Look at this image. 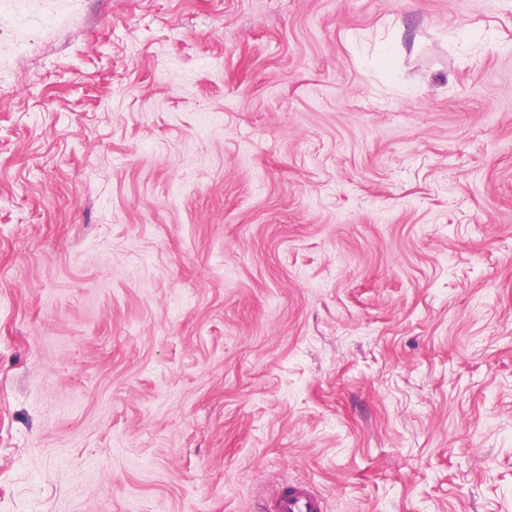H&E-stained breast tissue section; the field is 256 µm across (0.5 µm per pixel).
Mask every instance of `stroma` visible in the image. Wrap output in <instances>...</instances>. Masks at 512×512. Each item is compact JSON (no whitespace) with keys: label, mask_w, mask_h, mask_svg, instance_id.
Masks as SVG:
<instances>
[{"label":"stroma","mask_w":512,"mask_h":512,"mask_svg":"<svg viewBox=\"0 0 512 512\" xmlns=\"http://www.w3.org/2000/svg\"><path fill=\"white\" fill-rule=\"evenodd\" d=\"M301 481L512 512V0H0V512Z\"/></svg>","instance_id":"35a3bbf8"}]
</instances>
